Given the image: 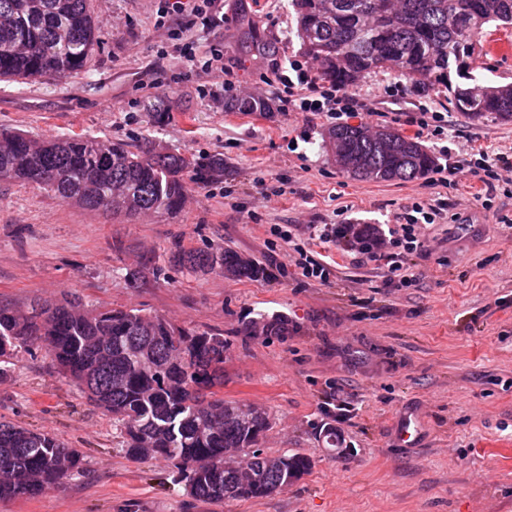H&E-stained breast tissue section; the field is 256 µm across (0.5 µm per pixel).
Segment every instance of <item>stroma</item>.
I'll use <instances>...</instances> for the list:
<instances>
[{"label":"stroma","mask_w":512,"mask_h":512,"mask_svg":"<svg viewBox=\"0 0 512 512\" xmlns=\"http://www.w3.org/2000/svg\"><path fill=\"white\" fill-rule=\"evenodd\" d=\"M159 0H90L101 33L87 66L55 80L0 81V129L42 141L79 133L131 151L194 156L206 174L178 213L107 217L54 193L0 181V304L80 296L91 309H141L185 328L223 333L224 395L275 418L262 446L299 451L309 474L262 499L203 503L166 463L129 459L112 417L68 383L44 350L23 352L0 380V415L51 433L86 460L84 474L0 512H512V181L486 190L464 172L411 181L358 180L337 166L321 112H284L271 61L303 60L288 0H224L222 26L196 24L179 40L155 28ZM256 30L274 47L256 52ZM198 61L224 51L241 87L265 112L229 110L239 90L218 71H187L178 42ZM404 95H397V88ZM348 92L370 95L376 115L350 125L388 126L418 137L432 155L512 159V121L469 119L439 88L421 92L389 72ZM443 113L442 139L421 136V110ZM437 212L426 247L398 258L414 273L396 287L387 261L356 259L352 236L326 249L329 282L302 277L292 258L311 225L404 223L415 206ZM291 225L293 238L274 235ZM231 250L258 269L249 279L173 266L176 248ZM140 275L135 283L127 271ZM283 316L281 330L261 320ZM349 404L345 419L336 414ZM417 415L422 438L397 444L395 420ZM336 425L352 456L340 458L323 430Z\"/></svg>","instance_id":"stroma-1"}]
</instances>
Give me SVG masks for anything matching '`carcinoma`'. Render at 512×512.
Wrapping results in <instances>:
<instances>
[{
	"label": "carcinoma",
	"mask_w": 512,
	"mask_h": 512,
	"mask_svg": "<svg viewBox=\"0 0 512 512\" xmlns=\"http://www.w3.org/2000/svg\"><path fill=\"white\" fill-rule=\"evenodd\" d=\"M304 54L323 78L346 86L389 71L422 91L440 86L473 121H512V83L477 88L469 64L485 29L512 27V0H290ZM100 36L88 0H0V79L35 80L83 69ZM340 169L355 179L411 180L435 159L414 138L389 127L371 134L342 124L330 131ZM180 153L133 152L84 135L37 142L0 131V181L54 193L98 213L174 212L194 183ZM171 262L237 279L256 273L231 250L176 249ZM89 402L112 415L126 454L162 459L194 499H259L282 492L311 470L300 452L256 451L233 459L270 431L256 404L226 399L221 333L178 327L138 309L86 308L79 297L16 310L0 305V379L33 346ZM84 472L82 454L57 437L0 420V500L34 497Z\"/></svg>",
	"instance_id": "carcinoma-1"
}]
</instances>
